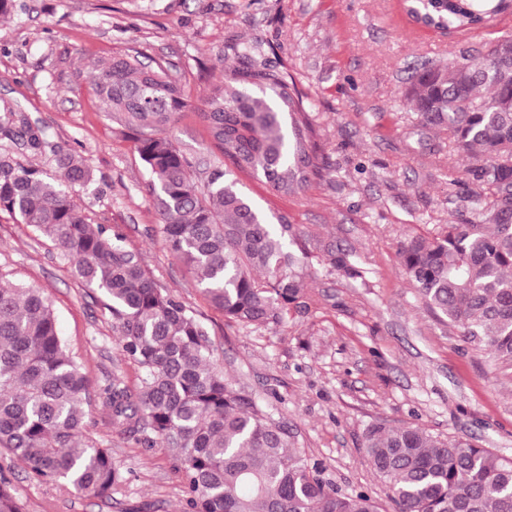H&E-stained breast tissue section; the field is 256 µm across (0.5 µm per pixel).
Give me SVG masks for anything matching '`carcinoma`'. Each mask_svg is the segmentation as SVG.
<instances>
[{"mask_svg": "<svg viewBox=\"0 0 512 512\" xmlns=\"http://www.w3.org/2000/svg\"><path fill=\"white\" fill-rule=\"evenodd\" d=\"M430 28L472 31L512 14V0H403ZM489 42L477 60L462 53L425 62L405 100L428 130H446L471 168L477 220L447 225L400 248L403 270L427 307L462 340L512 368V58ZM99 109L135 136L151 176L153 205L169 252L229 323L278 325L304 297L306 253L288 217L269 218L238 187L235 172L261 177L278 194L319 175V147L288 75L264 66L227 69L202 96L199 116L224 168L197 176L198 162L174 130L192 108L169 68L137 56L113 60L93 79ZM0 212L51 240L96 291L122 348L142 369L133 393L105 389L112 424L144 448L172 454L182 512H378L364 491L345 493L309 464L288 425L225 377L194 312L149 276L117 230L91 224L69 189L95 181L87 158L49 141L18 111L0 115ZM50 153L55 172L14 151ZM89 391L81 364L57 329L43 290L0 284V446L41 483L107 497L124 475L107 448L82 443ZM363 448L398 512H512V461L468 440H443L412 425L368 427ZM0 512H21L0 478Z\"/></svg>", "mask_w": 512, "mask_h": 512, "instance_id": "cac0c4a2", "label": "carcinoma"}]
</instances>
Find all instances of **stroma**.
Returning a JSON list of instances; mask_svg holds the SVG:
<instances>
[{
  "mask_svg": "<svg viewBox=\"0 0 512 512\" xmlns=\"http://www.w3.org/2000/svg\"><path fill=\"white\" fill-rule=\"evenodd\" d=\"M0 17V111L20 109L88 159L96 180L71 193L97 224L118 229L155 281L194 309L225 375L288 424L308 462L339 490L367 492L396 512L362 448L373 423L409 424L467 439L512 459V370L472 350L407 282L402 241L430 238L470 215L460 178L475 167L448 132L426 131L404 100L410 67L480 57L501 26L444 34L411 23L399 0H16ZM162 60L191 102L251 65L288 72L311 102L327 169L300 192L273 193L241 173V189L267 215H288L308 252L305 304L285 322L230 325L164 246L150 177L133 140L100 112L94 66L118 55ZM178 146L202 168L223 165L197 111L184 113ZM341 254L345 269L331 266ZM0 281L43 289L88 381L84 442L107 448L125 475L110 497L34 481L0 447L22 512H181L183 488L168 449L144 448L112 425L104 390L141 371L112 318L59 249L0 213Z\"/></svg>",
  "mask_w": 512,
  "mask_h": 512,
  "instance_id": "stroma-1",
  "label": "stroma"
}]
</instances>
